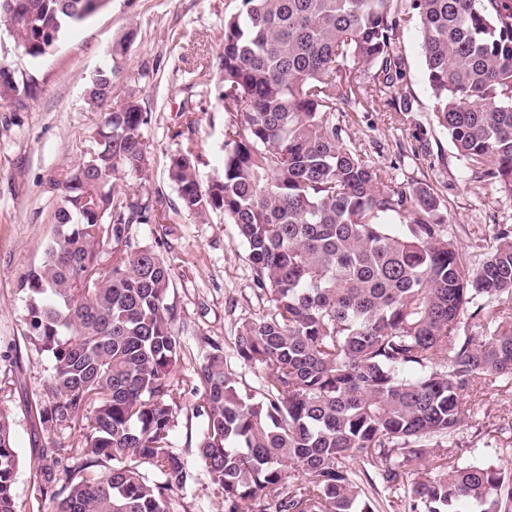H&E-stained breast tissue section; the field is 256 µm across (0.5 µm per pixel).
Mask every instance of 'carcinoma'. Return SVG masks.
<instances>
[{"label": "carcinoma", "instance_id": "1", "mask_svg": "<svg viewBox=\"0 0 512 512\" xmlns=\"http://www.w3.org/2000/svg\"><path fill=\"white\" fill-rule=\"evenodd\" d=\"M240 2L218 63V100L239 114L224 126L223 176L202 182L190 145L168 173L174 212L220 210L245 245L269 309L234 347L260 387L243 386L209 337L193 373L175 372L172 268L163 244L132 233L165 215L120 185L147 168L148 113L132 97L112 107L109 64L87 88L104 112L93 154L62 184L55 236L21 286L25 340L49 362L26 413L46 433L83 430L75 446L41 448L34 494L53 512H177L197 479L172 450L191 395L195 456L224 512H377L363 476L404 489V512H512L511 476L451 464L442 444L466 423L464 393L512 377V228L467 255L433 186L392 187L336 119L374 97L409 110L395 37L413 27L464 171L512 196V0ZM98 12L94 0H0V27L38 62ZM365 69L361 85L352 74ZM37 93L32 76L0 66V102ZM475 319L489 335H472ZM19 469L0 407V512H19Z\"/></svg>", "mask_w": 512, "mask_h": 512}]
</instances>
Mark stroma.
Returning <instances> with one entry per match:
<instances>
[{
    "instance_id": "35a3bbf8",
    "label": "stroma",
    "mask_w": 512,
    "mask_h": 512,
    "mask_svg": "<svg viewBox=\"0 0 512 512\" xmlns=\"http://www.w3.org/2000/svg\"><path fill=\"white\" fill-rule=\"evenodd\" d=\"M239 6L240 0H109L102 11L65 30L56 50L36 64L0 30V64L33 74L40 85L36 98L0 103V354L20 358L18 368L0 365V405L14 414L22 459L16 485L21 512H51L52 506L32 495L40 443L24 403L41 394L49 371L45 357L24 340L20 284L44 257L61 184L94 146L103 114L88 105L84 90L107 63H114L116 71L113 104L132 97L149 116L147 169L127 174L123 187L161 198L162 210L169 213L163 223L134 225L133 235L147 243L163 240L173 265L170 300L185 345L177 371L193 370L200 356L198 339L207 336L223 345L227 366L242 384H259L258 369L241 362L234 348L238 328L267 309L255 290L245 247L221 212H212L203 223L173 213L177 194L167 174L170 155L187 136L199 155L203 180L223 171L224 127L233 116L223 112L214 85L199 82L195 73L216 63L224 18ZM125 35L131 38L126 53L111 58L113 44ZM397 38L406 62L409 111H390L380 98L365 102L347 114L346 137L389 171L394 186L433 185L447 202L448 222L463 250L486 252L494 227L512 226V197L464 173L431 110L419 35L403 28ZM464 404L468 419L455 436L452 461L487 462L512 471V379L465 397Z\"/></svg>"
}]
</instances>
